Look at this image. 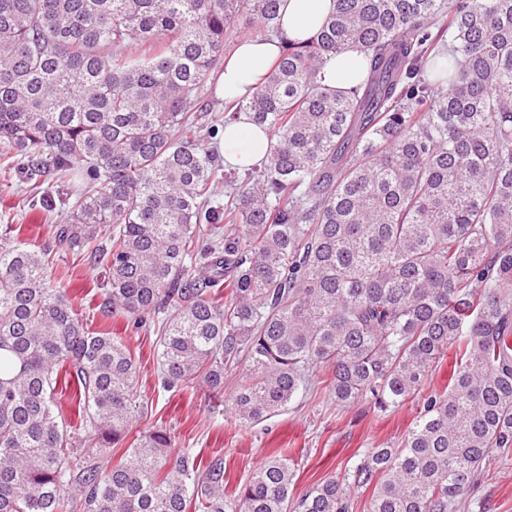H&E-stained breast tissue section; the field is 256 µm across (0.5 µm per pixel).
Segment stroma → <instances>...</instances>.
Returning a JSON list of instances; mask_svg holds the SVG:
<instances>
[{"instance_id": "1", "label": "stroma", "mask_w": 512, "mask_h": 512, "mask_svg": "<svg viewBox=\"0 0 512 512\" xmlns=\"http://www.w3.org/2000/svg\"><path fill=\"white\" fill-rule=\"evenodd\" d=\"M27 194V184L0 172V225H23L20 239L28 247L52 246L58 279L76 303L99 313L105 295L87 262L85 242L59 244L54 240L57 225L67 221L66 207L57 206L49 219L42 209L27 207ZM108 324L139 360L137 393L148 402L147 415L133 424L129 439L163 425L174 435L178 450L199 461L223 454L224 483L230 491L247 481L266 456L283 451L295 460L293 493L302 495L326 477L355 467L364 450L397 441L419 411L418 404L410 402L384 413L367 397L340 407L323 385L315 384L282 411L244 426L238 422L230 398L242 373L240 367L226 368L223 390L196 382L167 392L158 382L155 332L130 327L120 316L112 317ZM456 512H512V462L505 464L491 457L468 501Z\"/></svg>"}]
</instances>
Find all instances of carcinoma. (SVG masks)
I'll return each instance as SVG.
<instances>
[{
	"mask_svg": "<svg viewBox=\"0 0 512 512\" xmlns=\"http://www.w3.org/2000/svg\"><path fill=\"white\" fill-rule=\"evenodd\" d=\"M278 33L279 0H0V167L52 175L95 239L103 318L157 323L167 391L233 394L242 423L311 377L340 405L422 398L397 443L291 496L280 452L230 495L145 411L138 361L88 324L48 247L0 241V512H452L512 456V0H336L251 95L215 108L237 21ZM358 50L365 78L322 83ZM245 112L274 137L240 176L214 137ZM224 184V202L214 200ZM453 350L448 385L424 391ZM73 388L79 423L53 400Z\"/></svg>",
	"mask_w": 512,
	"mask_h": 512,
	"instance_id": "1",
	"label": "carcinoma"
}]
</instances>
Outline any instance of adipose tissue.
I'll list each match as a JSON object with an SVG mask.
<instances>
[{"instance_id": "ef3b65f1", "label": "adipose tissue", "mask_w": 512, "mask_h": 512, "mask_svg": "<svg viewBox=\"0 0 512 512\" xmlns=\"http://www.w3.org/2000/svg\"><path fill=\"white\" fill-rule=\"evenodd\" d=\"M335 9L334 0H282L281 27L289 39L302 41L312 36ZM278 40L257 38L239 44L224 63L222 93L233 99L251 93L280 56ZM366 71L363 55L344 52L328 59L322 77L326 85L339 90L356 85ZM270 145L268 131L256 126L247 115L224 129V163L239 170L260 165Z\"/></svg>"}]
</instances>
